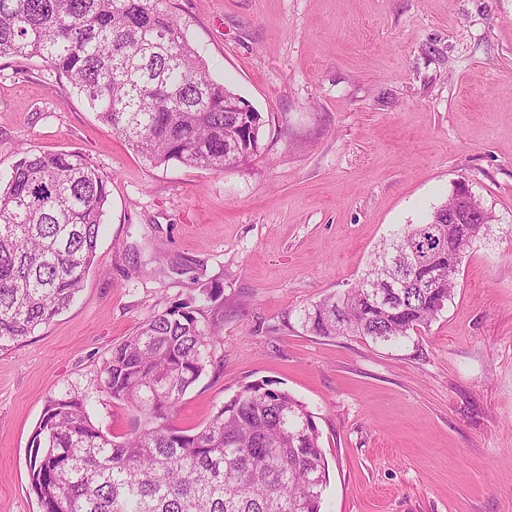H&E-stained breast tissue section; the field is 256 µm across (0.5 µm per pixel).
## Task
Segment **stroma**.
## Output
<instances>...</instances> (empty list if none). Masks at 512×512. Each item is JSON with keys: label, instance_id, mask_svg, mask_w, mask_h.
Segmentation results:
<instances>
[{"label": "stroma", "instance_id": "stroma-1", "mask_svg": "<svg viewBox=\"0 0 512 512\" xmlns=\"http://www.w3.org/2000/svg\"><path fill=\"white\" fill-rule=\"evenodd\" d=\"M211 71L259 112L229 171L154 166L37 59L0 58V172L79 151L110 182L74 303L0 348V512H41L30 442L85 395L122 436L100 372L153 314L220 287L224 346L173 422L203 426L272 380L315 417L323 512H512V0H171ZM495 216L454 298L398 346L316 336L302 309L353 286L377 245L457 184Z\"/></svg>", "mask_w": 512, "mask_h": 512}]
</instances>
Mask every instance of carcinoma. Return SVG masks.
Returning a JSON list of instances; mask_svg holds the SVG:
<instances>
[{
	"label": "carcinoma",
	"mask_w": 512,
	"mask_h": 512,
	"mask_svg": "<svg viewBox=\"0 0 512 512\" xmlns=\"http://www.w3.org/2000/svg\"><path fill=\"white\" fill-rule=\"evenodd\" d=\"M1 57L41 60L156 166L233 170L260 153L262 113L231 108L247 100L212 75L170 0H0ZM108 197L107 178L76 151H24L0 182V347L71 304ZM474 198L459 185L427 221L395 229L354 286L302 310L306 330L402 344L430 327L466 252L492 232ZM220 296L203 285L112 350L104 389L136 413L123 440L94 424L82 396L49 401L31 439L41 512H322L328 465L314 415L273 381L244 387L196 432L172 423L224 345Z\"/></svg>",
	"instance_id": "carcinoma-1"
}]
</instances>
